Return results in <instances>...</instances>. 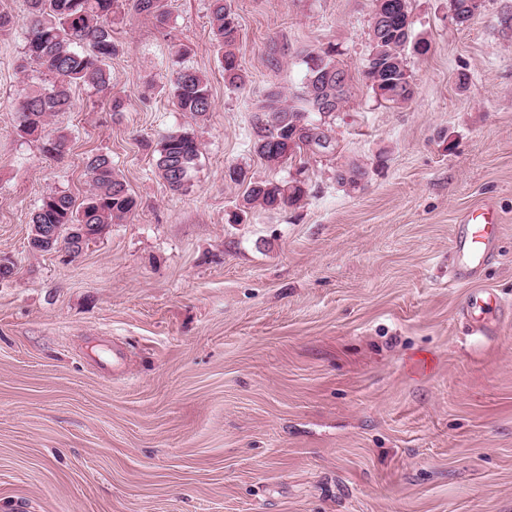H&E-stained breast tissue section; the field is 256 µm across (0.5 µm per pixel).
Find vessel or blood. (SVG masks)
Segmentation results:
<instances>
[{"label": "vessel or blood", "instance_id": "1", "mask_svg": "<svg viewBox=\"0 0 512 512\" xmlns=\"http://www.w3.org/2000/svg\"><path fill=\"white\" fill-rule=\"evenodd\" d=\"M467 231L455 243L459 258V273L464 277L478 275L492 257V247L499 230L496 213L481 207L465 217Z\"/></svg>", "mask_w": 512, "mask_h": 512}]
</instances>
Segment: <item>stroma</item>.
I'll list each match as a JSON object with an SVG mask.
<instances>
[{
	"mask_svg": "<svg viewBox=\"0 0 512 512\" xmlns=\"http://www.w3.org/2000/svg\"><path fill=\"white\" fill-rule=\"evenodd\" d=\"M232 8L244 88L224 82L208 0H168L162 26L127 15L110 91L76 89L51 121L58 158L16 133L25 33L0 34V512H512V0L464 27L449 0H411L429 50L408 53L399 107L364 76L373 0ZM327 45L350 78L336 153L311 159L299 206L229 223V168L290 174L251 147L257 102L298 90L299 54ZM179 64L206 76V116L176 110ZM182 128L201 154L175 193L156 145ZM93 153L137 209L76 259L33 253L41 198L83 200ZM352 162L356 191L338 180ZM480 205L501 223L483 332L452 280Z\"/></svg>",
	"mask_w": 512,
	"mask_h": 512,
	"instance_id": "35a3bbf8",
	"label": "stroma"
}]
</instances>
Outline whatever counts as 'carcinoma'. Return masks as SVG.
<instances>
[{"label": "carcinoma", "instance_id": "cac0c4a2", "mask_svg": "<svg viewBox=\"0 0 512 512\" xmlns=\"http://www.w3.org/2000/svg\"><path fill=\"white\" fill-rule=\"evenodd\" d=\"M22 18L0 11V33L17 25L26 31L23 45V68L40 77L41 85L16 99V131L22 138L41 142L43 153L51 157L62 156L68 138L62 133L48 130V119L57 112H68L73 106L72 89L78 85L91 86L101 92L109 89L110 77L105 66L117 52L112 36V24L133 12L163 25L168 10L165 0H25ZM209 23L217 47V60L224 72V82L240 89L245 77L239 68L234 45L237 17L230 0H210ZM327 63L336 61V51L321 48L302 53L305 65L303 86L289 94L271 90L260 101L257 111L267 112L273 118L272 129L266 142L256 151L259 157L281 155L288 150V125L286 122L302 112L315 111L317 88L310 81L315 71L316 57ZM385 60H397L399 65H365L369 82L379 81L381 99L401 105L412 99L414 92L396 96V89L406 82L405 48L398 43L386 44ZM170 90L178 111L201 117L211 111L212 94L207 78L198 71L182 66L172 71ZM326 121L312 124L297 145L296 155L304 153L326 154L335 150ZM200 157V143L196 135L187 130H175L162 136L158 143L156 171L173 192L186 190L185 181L192 178ZM86 171L91 190L79 204L65 192L45 195L33 213L31 230L42 224H82L86 241L100 237L112 224L125 220L137 206L126 183L112 166V160L103 154L87 159ZM366 172L358 165L341 172L338 179L356 189ZM229 179L241 186L233 223H242L252 209L277 211L297 204L306 194L305 181L300 178L283 180H246L242 171L230 172Z\"/></svg>", "mask_w": 512, "mask_h": 512}]
</instances>
